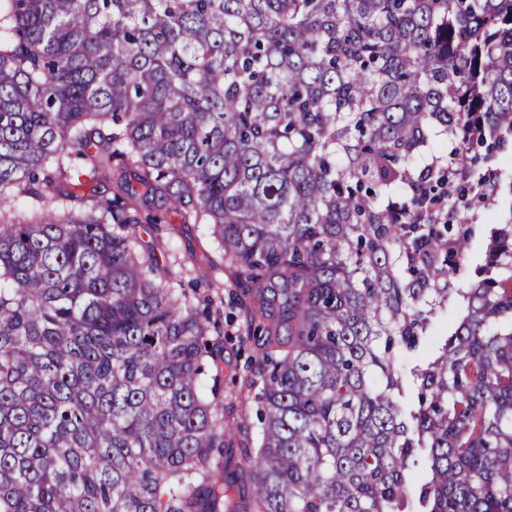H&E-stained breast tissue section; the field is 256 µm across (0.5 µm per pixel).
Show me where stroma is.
Returning a JSON list of instances; mask_svg holds the SVG:
<instances>
[{
	"label": "stroma",
	"instance_id": "35a3bbf8",
	"mask_svg": "<svg viewBox=\"0 0 512 512\" xmlns=\"http://www.w3.org/2000/svg\"><path fill=\"white\" fill-rule=\"evenodd\" d=\"M135 232L161 263L172 267L178 280L187 282L203 273L212 280L207 293L221 301L219 328L212 340L221 349L224 416L234 422L252 419L255 393L243 384L242 377L248 362L258 360L259 351L249 336L245 309L258 306L261 296L243 289L225 269L223 251L208 225L173 220L152 232L140 226Z\"/></svg>",
	"mask_w": 512,
	"mask_h": 512
}]
</instances>
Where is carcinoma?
Instances as JSON below:
<instances>
[{"label":"carcinoma","instance_id":"obj_1","mask_svg":"<svg viewBox=\"0 0 512 512\" xmlns=\"http://www.w3.org/2000/svg\"><path fill=\"white\" fill-rule=\"evenodd\" d=\"M507 151L512 0H0V512H512ZM165 214L271 293L238 470Z\"/></svg>","mask_w":512,"mask_h":512}]
</instances>
